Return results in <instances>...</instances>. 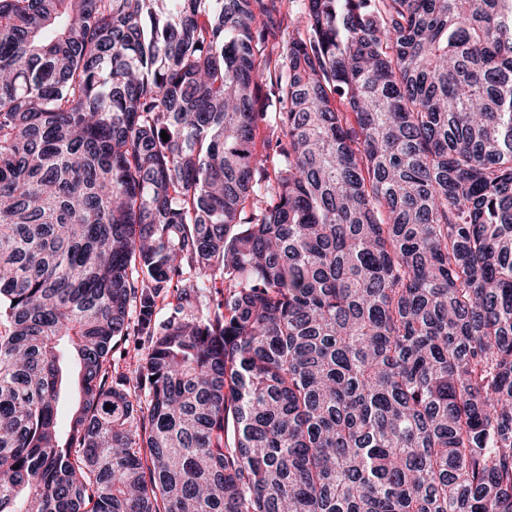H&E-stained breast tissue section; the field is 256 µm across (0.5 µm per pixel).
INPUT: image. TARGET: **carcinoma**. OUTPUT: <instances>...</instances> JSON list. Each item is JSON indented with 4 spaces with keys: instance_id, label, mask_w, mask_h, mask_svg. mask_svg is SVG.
<instances>
[{
    "instance_id": "carcinoma-1",
    "label": "carcinoma",
    "mask_w": 512,
    "mask_h": 512,
    "mask_svg": "<svg viewBox=\"0 0 512 512\" xmlns=\"http://www.w3.org/2000/svg\"><path fill=\"white\" fill-rule=\"evenodd\" d=\"M302 2L0 0V512H512V0ZM256 13L268 48L280 52L296 34L297 18L300 16L298 0H259ZM75 365L67 363L63 368V382L60 388V413L62 422H66L68 414L80 400V394L75 385Z\"/></svg>"
}]
</instances>
